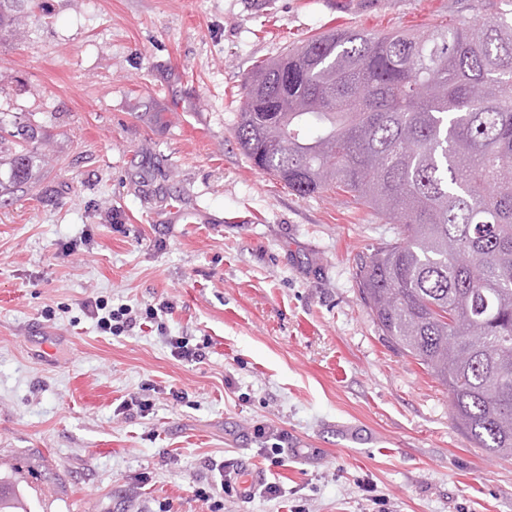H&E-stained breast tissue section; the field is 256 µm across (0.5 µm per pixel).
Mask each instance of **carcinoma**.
<instances>
[{
  "instance_id": "obj_1",
  "label": "carcinoma",
  "mask_w": 512,
  "mask_h": 512,
  "mask_svg": "<svg viewBox=\"0 0 512 512\" xmlns=\"http://www.w3.org/2000/svg\"><path fill=\"white\" fill-rule=\"evenodd\" d=\"M242 88L235 135L254 167L402 225L356 262L363 300L448 390L466 437L512 456V12L424 33L336 27ZM35 141L0 118V197L32 180ZM0 512H31L4 476Z\"/></svg>"
}]
</instances>
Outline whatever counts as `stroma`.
Returning <instances> with one entry per match:
<instances>
[{
	"label": "stroma",
	"mask_w": 512,
	"mask_h": 512,
	"mask_svg": "<svg viewBox=\"0 0 512 512\" xmlns=\"http://www.w3.org/2000/svg\"><path fill=\"white\" fill-rule=\"evenodd\" d=\"M504 6L24 0L0 115L41 163L0 198V473L32 512H512V457L470 442L360 294L356 254L400 225L289 191L235 137L246 73L288 46ZM98 299L133 324L103 332ZM232 470L279 497L224 496Z\"/></svg>",
	"instance_id": "obj_1"
}]
</instances>
